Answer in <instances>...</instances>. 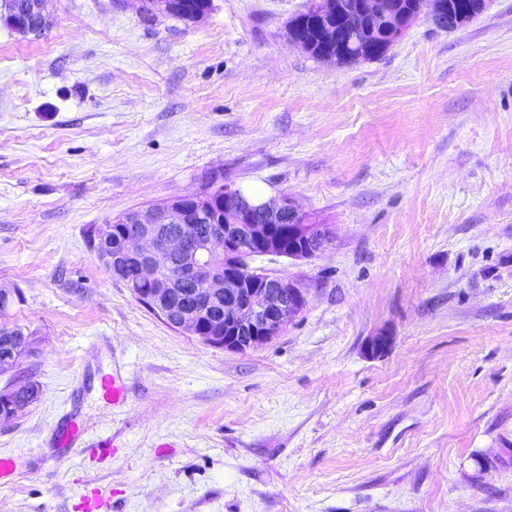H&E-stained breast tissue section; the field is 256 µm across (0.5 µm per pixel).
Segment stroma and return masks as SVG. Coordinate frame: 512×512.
I'll return each mask as SVG.
<instances>
[{"label": "stroma", "instance_id": "stroma-1", "mask_svg": "<svg viewBox=\"0 0 512 512\" xmlns=\"http://www.w3.org/2000/svg\"><path fill=\"white\" fill-rule=\"evenodd\" d=\"M308 4L0 23V323L33 341L0 391L37 389L0 418V512L94 488L108 512H512V0L342 65L288 39ZM211 179L335 227L312 258L251 260L306 290L254 350L173 330L93 252L99 225Z\"/></svg>", "mask_w": 512, "mask_h": 512}]
</instances>
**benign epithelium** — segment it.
<instances>
[{
  "label": "benign epithelium",
  "mask_w": 512,
  "mask_h": 512,
  "mask_svg": "<svg viewBox=\"0 0 512 512\" xmlns=\"http://www.w3.org/2000/svg\"><path fill=\"white\" fill-rule=\"evenodd\" d=\"M0 16L19 35L36 34L47 25L52 0H3ZM344 0H317L318 18L305 30L304 21L288 20L290 41L311 51L321 41L336 46L348 41L359 47L384 33L393 45L423 12L443 22L453 14L451 0H359L369 25L349 36L339 27ZM224 215H207L210 198L192 193L123 218L121 255L134 261L131 276L115 265L110 242L112 223L94 236L98 261L111 278L128 288L149 286L142 298L166 323L203 342L245 352L271 342L304 307L305 289L294 280L252 270L244 254L257 247L268 256L308 259L311 245L328 243L331 224H314L287 197L279 201L245 200L240 189L224 183ZM288 216V239L275 232L274 222Z\"/></svg>",
  "instance_id": "1"
}]
</instances>
